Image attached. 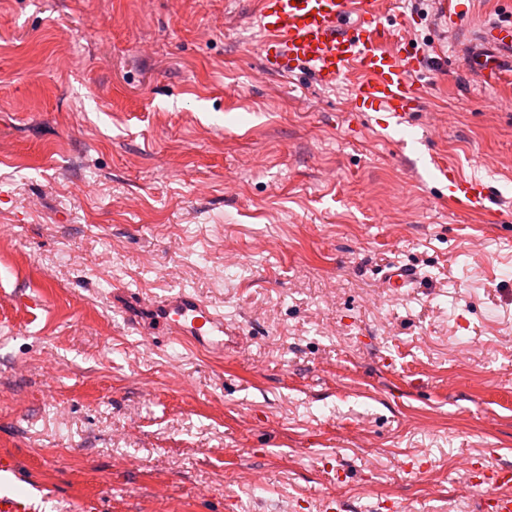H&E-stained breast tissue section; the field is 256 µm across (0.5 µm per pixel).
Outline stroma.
Here are the masks:
<instances>
[{
	"label": "stroma",
	"instance_id": "obj_1",
	"mask_svg": "<svg viewBox=\"0 0 512 512\" xmlns=\"http://www.w3.org/2000/svg\"><path fill=\"white\" fill-rule=\"evenodd\" d=\"M384 128L354 83L266 74L253 0H0V453L50 512H482L512 465V78L478 83L434 0ZM412 265L421 287L381 275ZM195 291L223 356L144 342L119 297ZM441 175L448 178V203L460 210L480 209L492 216L493 224H510L511 216L505 215L500 210L486 208L488 186L480 181L465 178L452 173L448 176L446 166L438 160H434ZM470 485H486L490 488L489 501L492 512H512V466L501 465L494 469L483 467L479 459L468 464Z\"/></svg>",
	"mask_w": 512,
	"mask_h": 512
}]
</instances>
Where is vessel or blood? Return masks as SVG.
I'll return each mask as SVG.
<instances>
[{"label": "vessel or blood", "instance_id": "obj_1", "mask_svg": "<svg viewBox=\"0 0 512 512\" xmlns=\"http://www.w3.org/2000/svg\"><path fill=\"white\" fill-rule=\"evenodd\" d=\"M382 0H257L250 23L259 34L263 69L285 76L306 72L321 87L356 75V105L384 112L402 124L425 100L423 60L404 37H394L383 21ZM454 53L481 84L497 87L512 76V23L486 15L466 33L452 36ZM488 187L458 174L448 177V201L461 210L483 208ZM418 276L406 266L390 267V292L415 287ZM134 306L150 311L153 329L171 341L220 355L230 330L223 314L200 296L182 291L157 298L138 296ZM470 483L490 489L492 512H512V466L470 462ZM46 498L26 482L18 460L0 453V512H44Z\"/></svg>", "mask_w": 512, "mask_h": 512}]
</instances>
